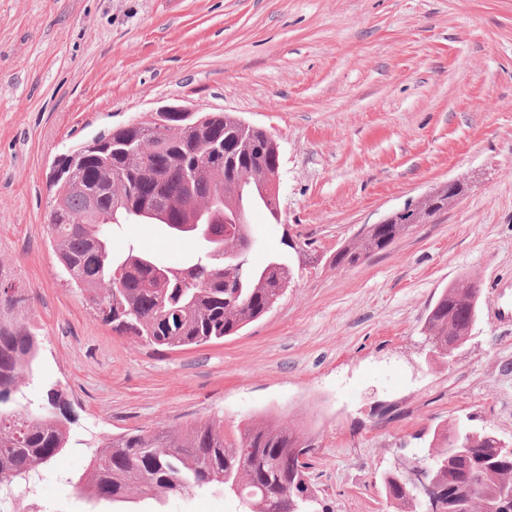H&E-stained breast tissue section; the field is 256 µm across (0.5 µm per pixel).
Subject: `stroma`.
<instances>
[{
  "label": "stroma",
  "mask_w": 512,
  "mask_h": 512,
  "mask_svg": "<svg viewBox=\"0 0 512 512\" xmlns=\"http://www.w3.org/2000/svg\"><path fill=\"white\" fill-rule=\"evenodd\" d=\"M229 112L279 146V216L250 215L259 266L294 262L286 295L238 335L164 350L98 322L47 231L57 156L164 105ZM463 198L354 267L336 250L448 181ZM165 261L162 224H128ZM0 267L42 340L25 395L62 390L79 438L220 417L313 427L325 512H395L383 478L433 432L512 444V0H0ZM467 275L479 317L453 360L425 319ZM67 448L0 512H113ZM165 512H240L199 493Z\"/></svg>",
  "instance_id": "stroma-1"
}]
</instances>
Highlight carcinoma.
Listing matches in <instances>:
<instances>
[{"label":"carcinoma","instance_id":"obj_1","mask_svg":"<svg viewBox=\"0 0 512 512\" xmlns=\"http://www.w3.org/2000/svg\"><path fill=\"white\" fill-rule=\"evenodd\" d=\"M279 148L259 129H242L224 112L152 114L100 132L56 161L48 231L65 280L84 294L102 323L170 350L238 334L269 313L294 280L274 256L253 267L249 215L274 214L266 175ZM461 187H441L390 224H367L336 250V265H356L387 250L416 226L437 219ZM122 224H165L197 252L165 263L128 245L112 249ZM480 284L463 276L444 289L426 318L431 351L443 357L464 344L478 319ZM27 291L0 273V483L32 482L70 442L63 392L50 389L31 410L16 402L22 378L41 349L23 319ZM312 446L304 429L250 422L224 433L212 418L178 430H133L102 439L84 489L104 501L139 496L163 504L198 491L239 498L243 512H320L302 478L310 464L294 455ZM490 432L435 433L424 460L445 504L443 512H489L512 490V456ZM392 507L427 512L422 492L396 470L384 479Z\"/></svg>","mask_w":512,"mask_h":512}]
</instances>
